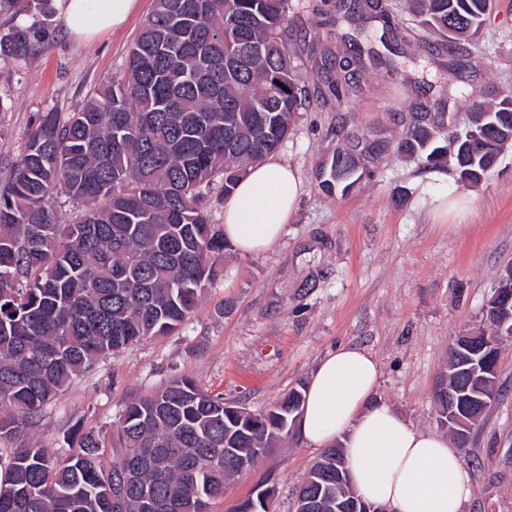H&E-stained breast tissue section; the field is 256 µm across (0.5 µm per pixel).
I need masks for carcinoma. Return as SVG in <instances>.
<instances>
[{
    "label": "carcinoma",
    "mask_w": 512,
    "mask_h": 512,
    "mask_svg": "<svg viewBox=\"0 0 512 512\" xmlns=\"http://www.w3.org/2000/svg\"><path fill=\"white\" fill-rule=\"evenodd\" d=\"M492 0H411L420 24L443 39L485 21ZM338 10L375 12L385 0H348ZM49 15L53 0H0L2 12ZM288 0H154L125 69L75 112L41 113L8 183L0 187V438L36 422L46 404L97 359L175 331L217 276L224 231L210 224L208 192L224 197L246 170L288 137L309 92L294 78ZM46 40L36 26L0 34V63L34 54ZM336 77L319 90L338 100L355 92ZM512 142V95L474 108L469 129L445 144L413 117L399 148L426 165L453 150L461 182L477 184ZM359 168L340 150L326 164L328 191L347 190ZM81 206L69 224L51 198ZM471 355H449L437 391L448 420V389L470 407L497 380L470 369ZM294 389L262 411L224 401L191 379H172L132 396L116 425L121 459L108 471L100 441L85 432L63 462L21 443L0 468V512H205L236 475L290 437ZM347 474L342 450L327 448L301 485L311 512H337ZM268 484L229 512H270Z\"/></svg>",
    "instance_id": "obj_1"
}]
</instances>
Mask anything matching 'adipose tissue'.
Masks as SVG:
<instances>
[{
	"label": "adipose tissue",
	"mask_w": 512,
	"mask_h": 512,
	"mask_svg": "<svg viewBox=\"0 0 512 512\" xmlns=\"http://www.w3.org/2000/svg\"><path fill=\"white\" fill-rule=\"evenodd\" d=\"M138 0H67L64 24L88 38L123 25ZM303 193L298 173L268 159L250 168L224 204V237L238 252L268 250ZM381 376L364 349L341 346L313 369L298 425L315 448L341 446L352 485L387 512H463L473 488L458 448L424 431L391 406L372 402Z\"/></svg>",
	"instance_id": "ef3b65f1"
}]
</instances>
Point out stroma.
Here are the masks:
<instances>
[{"label":"stroma","mask_w":512,"mask_h":512,"mask_svg":"<svg viewBox=\"0 0 512 512\" xmlns=\"http://www.w3.org/2000/svg\"><path fill=\"white\" fill-rule=\"evenodd\" d=\"M338 0H289L288 48L294 77L307 88L336 72L325 59L350 56L352 27ZM54 0L51 35L35 54L0 66V185L25 148L38 113L73 112L123 70L153 0L120 28L89 39L65 27ZM393 22L402 55L396 69L351 67L362 94L342 101L310 96L277 159L293 167L303 194L279 241L259 254L227 247L218 275L180 328L95 362L45 408L31 427L0 440V465L26 441L59 452L77 431L96 432L102 465L121 458L113 427L123 402L186 376L199 388L252 410L306 384L339 345L374 355L376 397L413 426L437 432L435 392L448 372L455 336L485 323V310L512 265V145L478 184L453 176V158L425 168L397 145L413 113L437 137L467 127L473 104L494 107L512 90V0H496L476 37L443 46L406 11ZM377 146L369 176L349 192H326L322 165L349 136ZM448 173V195L470 211L433 218L426 203L433 171ZM498 396L463 450L473 494L464 512H512V341L500 347ZM319 455L291 437L227 484L209 512H227L263 481L276 489L275 512H294L296 491Z\"/></svg>","instance_id":"1"}]
</instances>
